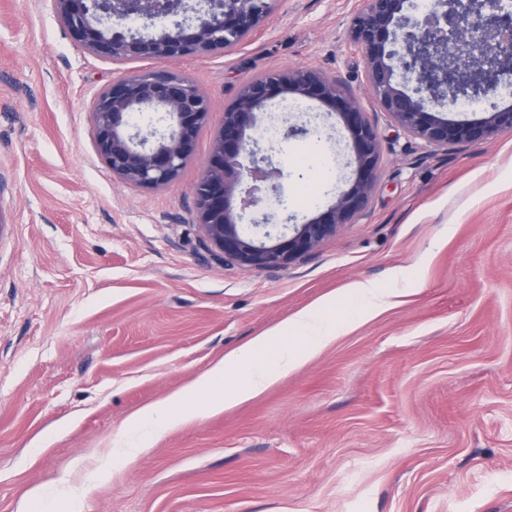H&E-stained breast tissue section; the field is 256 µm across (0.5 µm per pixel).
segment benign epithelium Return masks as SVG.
I'll return each mask as SVG.
<instances>
[{
  "label": "benign epithelium",
  "instance_id": "benign-epithelium-1",
  "mask_svg": "<svg viewBox=\"0 0 512 512\" xmlns=\"http://www.w3.org/2000/svg\"><path fill=\"white\" fill-rule=\"evenodd\" d=\"M60 22L81 46L114 62L173 61L240 45L260 30L269 0H208V18L190 23L180 0H51ZM409 0H364L349 40L364 60L365 80L380 111L428 147L488 141L512 132V106L476 122L443 118L427 108L459 97L486 98L512 74V9L499 0H435L425 16L405 14ZM288 95L316 99L338 111L349 134L357 177L334 193L326 211L297 223L246 233L245 217L260 204H282L267 138L256 113ZM210 112L204 92L166 67L112 78L96 96L97 151L124 184L160 189L174 182L191 156ZM150 114L140 127L137 118ZM381 155L378 128L343 81L309 65L274 70L243 84L231 104L195 185L196 209L212 248L224 260L254 268H283L316 249L369 208Z\"/></svg>",
  "mask_w": 512,
  "mask_h": 512
}]
</instances>
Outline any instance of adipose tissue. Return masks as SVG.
Returning <instances> with one entry per match:
<instances>
[{
    "instance_id": "1",
    "label": "adipose tissue",
    "mask_w": 512,
    "mask_h": 512,
    "mask_svg": "<svg viewBox=\"0 0 512 512\" xmlns=\"http://www.w3.org/2000/svg\"><path fill=\"white\" fill-rule=\"evenodd\" d=\"M393 296V291L358 281L344 292L345 300L355 305L344 318H336V298L332 295L302 309L288 321L225 353L168 397L129 415L118 440L91 466L65 471L51 488L34 489V497L49 500L59 512H82L89 493L111 474L116 463L134 459L176 428L261 395L316 357L357 319L390 305Z\"/></svg>"
}]
</instances>
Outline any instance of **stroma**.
Instances as JSON below:
<instances>
[{
    "mask_svg": "<svg viewBox=\"0 0 512 512\" xmlns=\"http://www.w3.org/2000/svg\"><path fill=\"white\" fill-rule=\"evenodd\" d=\"M362 0H273L239 46L172 61L210 114L178 180L118 182L93 103L151 68L80 47L50 0H0V512L111 447L134 411L356 281L394 288L260 396L166 434L83 512H512V133L429 148L369 94L347 30ZM313 64L343 79L381 137L369 210L286 268L224 263L194 187L224 108L251 79ZM320 146L354 179L342 126L279 139L282 205Z\"/></svg>",
    "mask_w": 512,
    "mask_h": 512,
    "instance_id": "stroma-1",
    "label": "stroma"
}]
</instances>
